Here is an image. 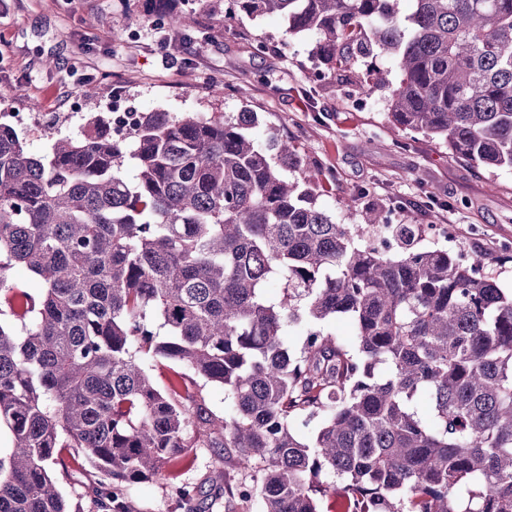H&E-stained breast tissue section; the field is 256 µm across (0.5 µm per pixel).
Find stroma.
Returning a JSON list of instances; mask_svg holds the SVG:
<instances>
[{"label": "stroma", "mask_w": 512, "mask_h": 512, "mask_svg": "<svg viewBox=\"0 0 512 512\" xmlns=\"http://www.w3.org/2000/svg\"><path fill=\"white\" fill-rule=\"evenodd\" d=\"M200 36L179 50L159 49L146 35L157 21L153 0H0V113L69 112L106 116L113 93L136 112L257 113L255 139H292L305 167L325 171L314 188L318 204L342 224L364 223L375 208L396 224H417L424 248L481 258L501 287L512 289V171L476 168L445 147L394 127L387 115L391 60L373 66L387 83L362 88L364 66L347 75L312 77L318 62L310 41L285 36L282 18L225 20L229 0H181ZM217 30L208 39L209 30ZM91 84L97 95L80 96ZM358 192L351 207L343 196ZM437 224L451 237L434 235ZM250 471L219 448H192L176 473L160 471L130 493L133 512H187L176 486L196 487V512L220 499V512H242L212 484Z\"/></svg>", "instance_id": "1"}]
</instances>
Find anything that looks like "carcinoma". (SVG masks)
Returning <instances> with one entry per match:
<instances>
[{
  "label": "carcinoma",
  "instance_id": "1",
  "mask_svg": "<svg viewBox=\"0 0 512 512\" xmlns=\"http://www.w3.org/2000/svg\"><path fill=\"white\" fill-rule=\"evenodd\" d=\"M155 2L189 37L178 0ZM409 2L232 5L281 17L329 70L389 58L392 125L512 170V0ZM257 121L148 112L125 139L98 124L44 155L0 126V512H70L64 448L98 474L101 512H131V488L198 447L253 470L215 480L260 512H321L330 491L339 512H512V290L382 209L367 223L400 246L360 243L317 204L294 142L269 154ZM17 265L39 293L9 283ZM338 316L350 344L324 331ZM162 361L183 368L164 387ZM190 372L224 386V413Z\"/></svg>",
  "mask_w": 512,
  "mask_h": 512
}]
</instances>
